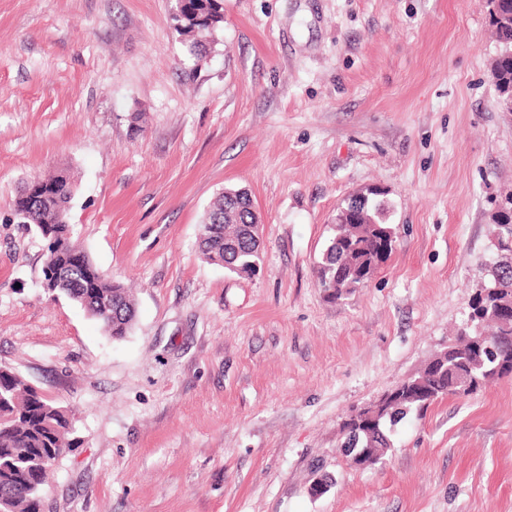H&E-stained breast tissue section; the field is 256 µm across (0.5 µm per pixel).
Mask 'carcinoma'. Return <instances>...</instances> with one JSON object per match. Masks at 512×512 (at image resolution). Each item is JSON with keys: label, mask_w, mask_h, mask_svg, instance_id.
Here are the masks:
<instances>
[{"label": "carcinoma", "mask_w": 512, "mask_h": 512, "mask_svg": "<svg viewBox=\"0 0 512 512\" xmlns=\"http://www.w3.org/2000/svg\"><path fill=\"white\" fill-rule=\"evenodd\" d=\"M499 52L512 51V0H501L490 13ZM191 57L207 48L221 21L220 0H191L186 12L173 16ZM498 99L512 97V57L490 64ZM53 186L49 204L27 196L25 182L14 199V209L25 206L20 222L34 226L47 241L44 280L53 291L66 294L96 320L114 339L126 336L135 319V299L120 283L98 270L89 255L72 240L67 224L72 184L60 172L44 179ZM252 200L235 206L220 193L206 212L210 223L201 225L202 257L213 264L256 267L261 249L249 233ZM359 223L338 224L318 270L320 287L340 299L370 279L392 251L394 231L387 223L383 202L369 196L358 200ZM496 240L509 248L512 238V193L492 215ZM235 240L236 249L224 248V239ZM512 261L487 269L474 283L466 327L448 342L437 367H424L395 388L391 401L381 403L368 427L347 431L345 448H372L383 457L392 442L389 432L408 413L423 412L448 395L473 393L512 375ZM72 411L37 392L15 370L0 366V508L4 512H42V492L47 484L44 457L76 446Z\"/></svg>", "instance_id": "obj_1"}]
</instances>
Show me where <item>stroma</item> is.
<instances>
[{"label":"stroma","mask_w":512,"mask_h":512,"mask_svg":"<svg viewBox=\"0 0 512 512\" xmlns=\"http://www.w3.org/2000/svg\"><path fill=\"white\" fill-rule=\"evenodd\" d=\"M192 60L174 0H0V365L74 414L43 512H512V377L340 450L356 411L463 322L512 190V112L487 0H222ZM68 171L73 239L135 290L115 340L41 286L45 241L13 202ZM243 187L263 260L197 239ZM378 188L393 250L334 300L336 212ZM326 480L324 493L312 486Z\"/></svg>","instance_id":"obj_1"}]
</instances>
